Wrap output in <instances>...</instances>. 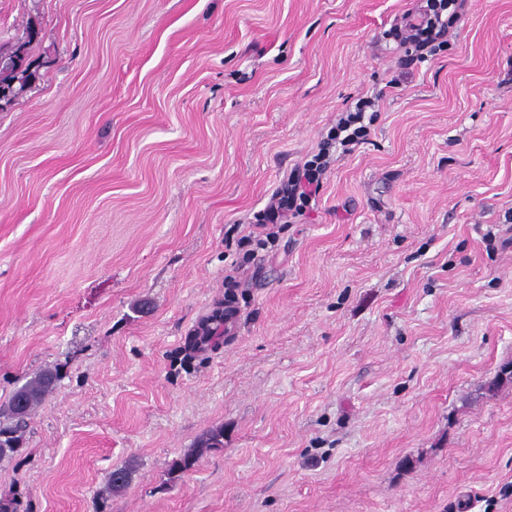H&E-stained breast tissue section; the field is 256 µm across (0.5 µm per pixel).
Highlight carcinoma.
Masks as SVG:
<instances>
[{
    "label": "carcinoma",
    "mask_w": 512,
    "mask_h": 512,
    "mask_svg": "<svg viewBox=\"0 0 512 512\" xmlns=\"http://www.w3.org/2000/svg\"><path fill=\"white\" fill-rule=\"evenodd\" d=\"M34 79L36 75L26 70L18 72L10 66L8 57L0 59V89L12 85L15 92L19 93ZM56 381V373L45 369L16 389L8 401L0 405V461L13 457L19 451L26 419L53 389ZM223 441L224 428L209 430L197 442L196 447L173 462L171 473L178 474L192 468L206 452L223 444ZM132 473L133 468L130 466L115 468L109 475V489L124 488L131 481Z\"/></svg>",
    "instance_id": "1"
}]
</instances>
